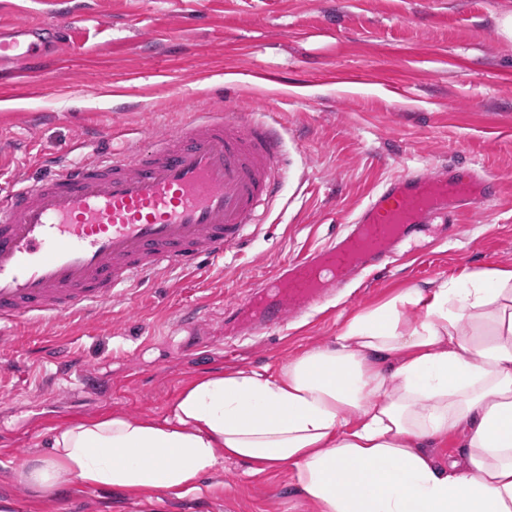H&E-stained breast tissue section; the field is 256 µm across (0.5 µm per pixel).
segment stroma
I'll return each instance as SVG.
<instances>
[{
    "instance_id": "obj_1",
    "label": "stroma",
    "mask_w": 512,
    "mask_h": 512,
    "mask_svg": "<svg viewBox=\"0 0 512 512\" xmlns=\"http://www.w3.org/2000/svg\"><path fill=\"white\" fill-rule=\"evenodd\" d=\"M89 20L37 67L0 81V186L101 142L148 146L197 109L256 107L285 130L288 176L260 227L203 272H165L93 320L18 323L0 337V506L10 512H316L290 469L225 464L192 491L130 493L19 479L69 410L164 419L224 369L276 374L330 345L353 313L467 269L512 268V0H73ZM463 166L502 192L462 229L426 225V249L376 266L303 319L248 335L227 308L285 261L343 236L386 180ZM199 308L193 327L183 310ZM63 342L112 388L104 402L55 379ZM70 502H63V494Z\"/></svg>"
}]
</instances>
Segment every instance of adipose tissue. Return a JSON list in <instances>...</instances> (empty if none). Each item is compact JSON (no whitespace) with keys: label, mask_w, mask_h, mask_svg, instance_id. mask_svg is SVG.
<instances>
[{"label":"adipose tissue","mask_w":512,"mask_h":512,"mask_svg":"<svg viewBox=\"0 0 512 512\" xmlns=\"http://www.w3.org/2000/svg\"><path fill=\"white\" fill-rule=\"evenodd\" d=\"M460 430L461 456L436 463L429 443ZM237 459L291 468L319 512H512V268L465 270L356 312L331 346L275 375L199 378L163 420L59 428L19 478L43 492L188 489Z\"/></svg>","instance_id":"obj_1"}]
</instances>
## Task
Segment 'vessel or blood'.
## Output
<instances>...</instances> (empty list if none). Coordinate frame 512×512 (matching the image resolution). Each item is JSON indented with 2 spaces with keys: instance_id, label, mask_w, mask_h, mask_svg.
I'll return each instance as SVG.
<instances>
[{
  "instance_id": "1",
  "label": "vessel or blood",
  "mask_w": 512,
  "mask_h": 512,
  "mask_svg": "<svg viewBox=\"0 0 512 512\" xmlns=\"http://www.w3.org/2000/svg\"><path fill=\"white\" fill-rule=\"evenodd\" d=\"M54 15L52 24L0 28V71L40 62L59 25L86 20L69 0H55ZM287 171L271 114L209 108L148 148L101 150L0 194V326L92 319L113 299L151 287L160 273L197 271L204 260L223 258L275 201ZM497 191L457 167L386 182L342 240L264 279L273 294L262 306L242 301L253 331L280 327L414 241L423 224ZM54 364L57 375L96 383L67 345L57 347Z\"/></svg>"
}]
</instances>
